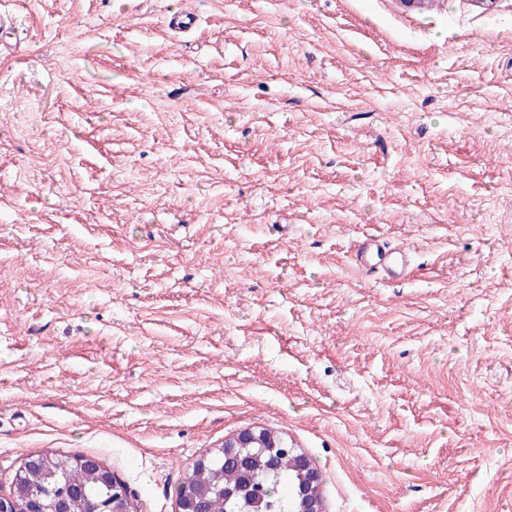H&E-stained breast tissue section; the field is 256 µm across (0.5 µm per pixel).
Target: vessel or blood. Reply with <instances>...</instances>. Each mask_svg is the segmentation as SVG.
<instances>
[{"label": "vessel or blood", "mask_w": 512, "mask_h": 512, "mask_svg": "<svg viewBox=\"0 0 512 512\" xmlns=\"http://www.w3.org/2000/svg\"><path fill=\"white\" fill-rule=\"evenodd\" d=\"M354 264L361 275L389 282L404 279L411 270V252L379 235L364 236L354 249Z\"/></svg>", "instance_id": "obj_1"}]
</instances>
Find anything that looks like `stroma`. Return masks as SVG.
<instances>
[{"label": "stroma", "mask_w": 512, "mask_h": 512, "mask_svg": "<svg viewBox=\"0 0 512 512\" xmlns=\"http://www.w3.org/2000/svg\"><path fill=\"white\" fill-rule=\"evenodd\" d=\"M0 7V495L80 453L178 512L255 427L324 512H512V0ZM354 265L361 275L389 282L404 279L411 270V252L392 245L381 235H365L355 246Z\"/></svg>", "instance_id": "stroma-1"}]
</instances>
